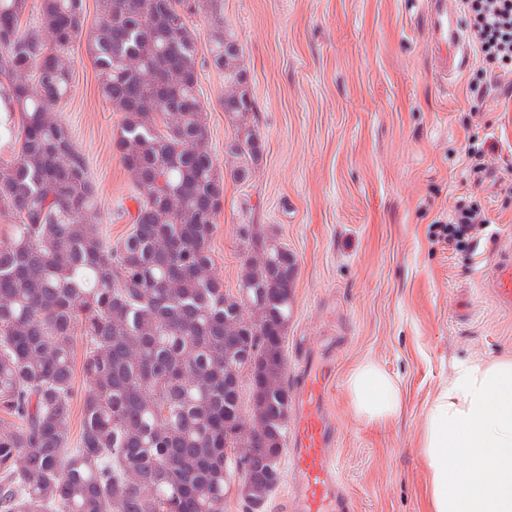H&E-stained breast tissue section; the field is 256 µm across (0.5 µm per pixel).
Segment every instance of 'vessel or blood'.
<instances>
[{"label": "vessel or blood", "mask_w": 512, "mask_h": 512, "mask_svg": "<svg viewBox=\"0 0 512 512\" xmlns=\"http://www.w3.org/2000/svg\"><path fill=\"white\" fill-rule=\"evenodd\" d=\"M458 16V0H430L427 22L435 51V74L443 80L462 71L469 53L467 33ZM485 286L502 311H512L511 249L501 251L486 275ZM333 379L329 366L307 357L298 358L289 376L288 387L295 406L290 418L293 446L288 451L293 486L289 512L350 510L331 455L336 428L324 408Z\"/></svg>", "instance_id": "1"}]
</instances>
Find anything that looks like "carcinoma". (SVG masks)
<instances>
[{
  "instance_id": "1",
  "label": "carcinoma",
  "mask_w": 512,
  "mask_h": 512,
  "mask_svg": "<svg viewBox=\"0 0 512 512\" xmlns=\"http://www.w3.org/2000/svg\"><path fill=\"white\" fill-rule=\"evenodd\" d=\"M0 0V512H224L230 485L266 502L287 437L286 332L296 258L251 224L236 291L210 241L224 176L245 183L262 144L224 0ZM211 17L209 55L190 17ZM84 42L98 93L121 114L114 140L141 191L130 232L107 244L91 213L87 159L56 112ZM224 72L234 134L220 172L208 147L200 70ZM86 341L83 423L68 447L76 331Z\"/></svg>"
}]
</instances>
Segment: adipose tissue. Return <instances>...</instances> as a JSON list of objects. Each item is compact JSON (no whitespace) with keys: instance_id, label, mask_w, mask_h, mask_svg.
Masks as SVG:
<instances>
[{"instance_id":"ef3b65f1","label":"adipose tissue","mask_w":512,"mask_h":512,"mask_svg":"<svg viewBox=\"0 0 512 512\" xmlns=\"http://www.w3.org/2000/svg\"><path fill=\"white\" fill-rule=\"evenodd\" d=\"M347 386L364 421L400 410L398 382L372 361L359 363ZM418 453L429 512H512V358L455 365L427 408Z\"/></svg>"}]
</instances>
